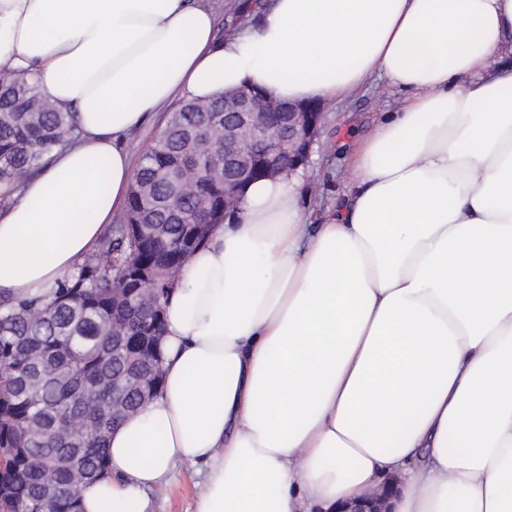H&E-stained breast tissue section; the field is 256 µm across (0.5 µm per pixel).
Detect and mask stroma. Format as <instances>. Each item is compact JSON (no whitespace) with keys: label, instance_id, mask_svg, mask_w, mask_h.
Instances as JSON below:
<instances>
[{"label":"stroma","instance_id":"obj_1","mask_svg":"<svg viewBox=\"0 0 512 512\" xmlns=\"http://www.w3.org/2000/svg\"><path fill=\"white\" fill-rule=\"evenodd\" d=\"M402 98L384 79L371 77L348 97L321 105L322 121L304 166L300 206L309 223H322L329 208L344 201L353 186L350 153L368 137L382 113L394 111ZM198 478L181 464L169 481L152 492L156 512H191Z\"/></svg>","mask_w":512,"mask_h":512}]
</instances>
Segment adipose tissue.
<instances>
[{
    "mask_svg": "<svg viewBox=\"0 0 512 512\" xmlns=\"http://www.w3.org/2000/svg\"><path fill=\"white\" fill-rule=\"evenodd\" d=\"M215 24L212 0H0V73L79 128L0 205L14 295L95 249L129 134L173 98L403 94L322 223L300 173L259 179L184 259L161 389L113 427L83 512H154L183 463L194 512H334L391 474L393 512H512V0H266Z\"/></svg>",
    "mask_w": 512,
    "mask_h": 512,
    "instance_id": "1",
    "label": "adipose tissue"
}]
</instances>
